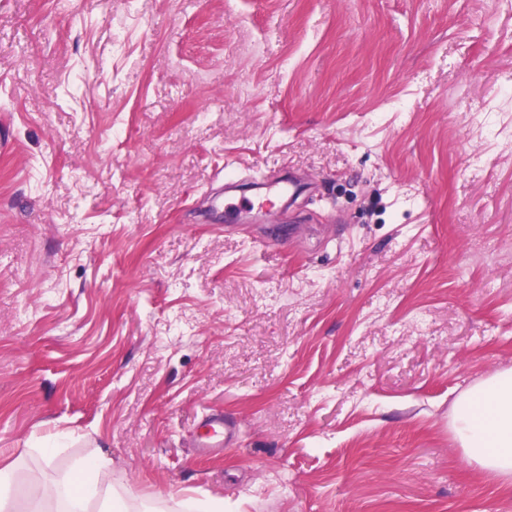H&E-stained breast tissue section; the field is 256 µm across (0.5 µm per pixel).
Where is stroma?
I'll use <instances>...</instances> for the list:
<instances>
[{
    "label": "stroma",
    "mask_w": 512,
    "mask_h": 512,
    "mask_svg": "<svg viewBox=\"0 0 512 512\" xmlns=\"http://www.w3.org/2000/svg\"><path fill=\"white\" fill-rule=\"evenodd\" d=\"M228 161L303 190L227 210ZM508 369L512 0H0L21 485L100 454L168 512H512L452 430ZM203 422L204 430L194 442V448L199 456L216 454L235 438L237 424L232 419L224 418L222 412L207 414Z\"/></svg>",
    "instance_id": "stroma-1"
}]
</instances>
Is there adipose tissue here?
I'll return each instance as SVG.
<instances>
[{
  "label": "adipose tissue",
  "instance_id": "adipose-tissue-1",
  "mask_svg": "<svg viewBox=\"0 0 512 512\" xmlns=\"http://www.w3.org/2000/svg\"><path fill=\"white\" fill-rule=\"evenodd\" d=\"M455 437L472 463L512 486V369L492 374L462 392L453 406ZM46 494L62 512H164L163 497L137 500L112 479V462L90 454L75 460Z\"/></svg>",
  "mask_w": 512,
  "mask_h": 512
}]
</instances>
